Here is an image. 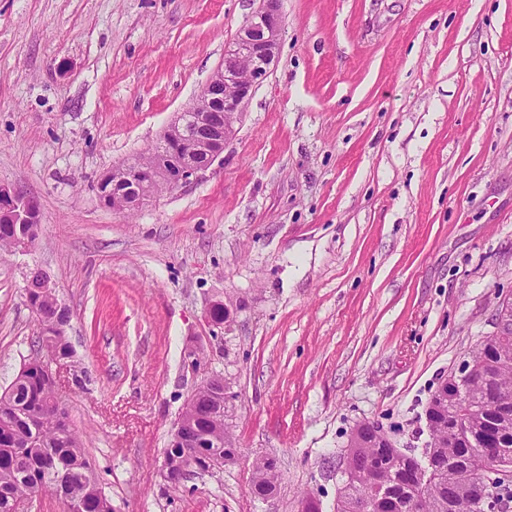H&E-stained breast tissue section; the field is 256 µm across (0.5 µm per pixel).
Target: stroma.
<instances>
[{
  "label": "stroma",
  "instance_id": "obj_1",
  "mask_svg": "<svg viewBox=\"0 0 512 512\" xmlns=\"http://www.w3.org/2000/svg\"><path fill=\"white\" fill-rule=\"evenodd\" d=\"M258 6L0 0V183L41 219L0 252V389L46 273L70 311L63 409L116 512H334L357 425L423 449L432 393L512 297V0H282L223 161L134 214L100 203ZM216 372L238 458L168 494L163 451ZM260 458L281 474L263 499Z\"/></svg>",
  "mask_w": 512,
  "mask_h": 512
}]
</instances>
